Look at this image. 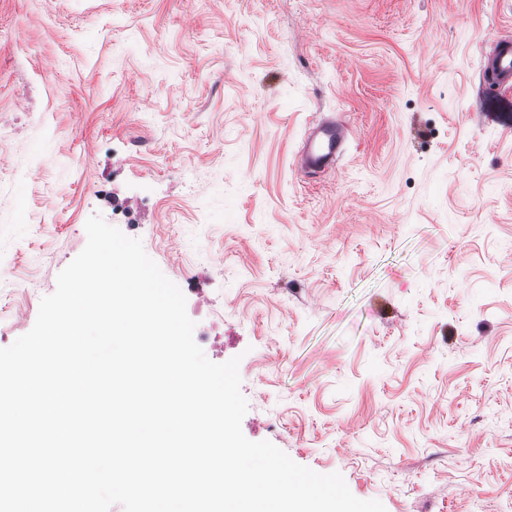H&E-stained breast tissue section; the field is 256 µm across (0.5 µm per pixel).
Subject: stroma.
<instances>
[{
    "label": "stroma",
    "instance_id": "35a3bbf8",
    "mask_svg": "<svg viewBox=\"0 0 512 512\" xmlns=\"http://www.w3.org/2000/svg\"><path fill=\"white\" fill-rule=\"evenodd\" d=\"M504 37L512 0H0V348L110 178L205 280L249 440L386 512H512ZM321 120L348 137L311 175ZM483 79L500 87L512 85V40H496L486 57H483Z\"/></svg>",
    "mask_w": 512,
    "mask_h": 512
}]
</instances>
